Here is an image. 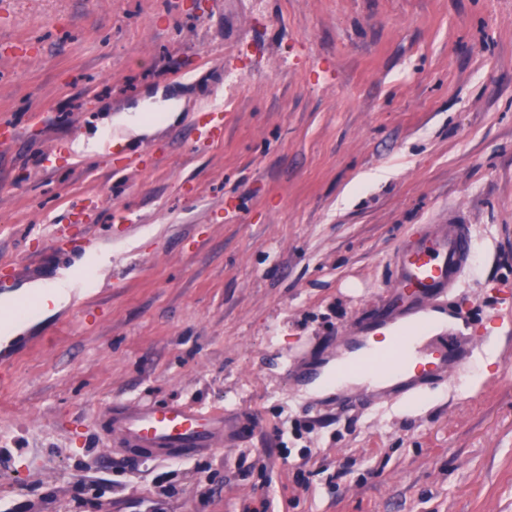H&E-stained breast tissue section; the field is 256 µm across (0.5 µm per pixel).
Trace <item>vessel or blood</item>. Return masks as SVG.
Listing matches in <instances>:
<instances>
[{"label":"vessel or blood","instance_id":"obj_1","mask_svg":"<svg viewBox=\"0 0 512 512\" xmlns=\"http://www.w3.org/2000/svg\"><path fill=\"white\" fill-rule=\"evenodd\" d=\"M399 279L393 298L345 329L348 346L379 358L374 374L388 390L436 384L462 372L465 358L444 346L420 344L417 330L434 298L452 293L472 261V235L466 224H435L419 238L395 251ZM15 293L0 285V311L14 309L13 334L25 332L29 315L15 309ZM108 430L117 447L181 460L223 447L246 426L228 421L223 411L178 401L119 404L109 411Z\"/></svg>","mask_w":512,"mask_h":512}]
</instances>
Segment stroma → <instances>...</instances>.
Here are the masks:
<instances>
[{"label": "stroma", "instance_id": "1", "mask_svg": "<svg viewBox=\"0 0 512 512\" xmlns=\"http://www.w3.org/2000/svg\"><path fill=\"white\" fill-rule=\"evenodd\" d=\"M160 90L182 113L123 158L71 151ZM210 105L224 138L192 149ZM450 221L472 265L437 310L485 332L466 373L347 386L346 411L311 393L395 248ZM106 248L0 381L7 512H512V318L488 327L512 294V0H0V267L22 289ZM169 400L252 427L189 460L113 447V403Z\"/></svg>", "mask_w": 512, "mask_h": 512}]
</instances>
